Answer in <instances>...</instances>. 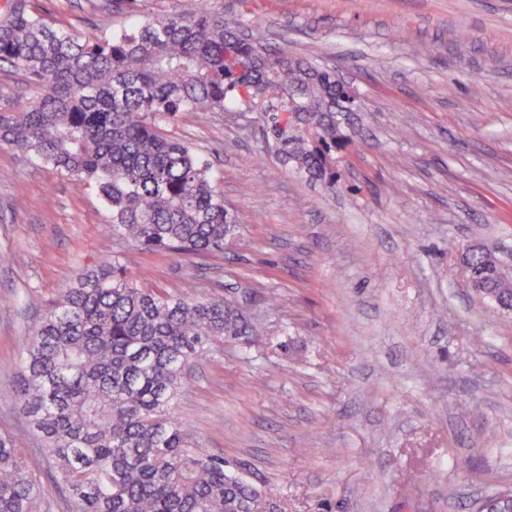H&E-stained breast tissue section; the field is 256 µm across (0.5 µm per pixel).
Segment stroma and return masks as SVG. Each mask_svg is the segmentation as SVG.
<instances>
[{
	"label": "stroma",
	"mask_w": 512,
	"mask_h": 512,
	"mask_svg": "<svg viewBox=\"0 0 512 512\" xmlns=\"http://www.w3.org/2000/svg\"><path fill=\"white\" fill-rule=\"evenodd\" d=\"M92 36L174 0H32ZM361 98L335 188L295 173L268 116L193 112L170 135L211 163L239 232L207 258L112 236L85 186L0 146V433L70 512L15 398L20 337L84 267L223 297L246 335L195 361L174 414L274 512H474L512 493V315L461 254L512 265V0H206Z\"/></svg>",
	"instance_id": "stroma-1"
}]
</instances>
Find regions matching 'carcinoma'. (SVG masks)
<instances>
[{
    "mask_svg": "<svg viewBox=\"0 0 512 512\" xmlns=\"http://www.w3.org/2000/svg\"><path fill=\"white\" fill-rule=\"evenodd\" d=\"M130 33L81 37L6 0L0 63L35 95L0 89V144L94 191L112 235L150 251L206 257L239 230L217 174L163 125L180 112H277L294 95L310 133L276 130L285 160L336 185L346 89L336 70L272 49L201 6ZM480 294L512 306V272L476 244L463 256ZM247 333L219 297L142 288L115 255L88 268L21 338L19 409L72 512H269L266 497L206 453L172 412L191 363ZM0 512H50L25 449L0 435Z\"/></svg>",
    "mask_w": 512,
    "mask_h": 512,
    "instance_id": "carcinoma-1",
    "label": "carcinoma"
}]
</instances>
